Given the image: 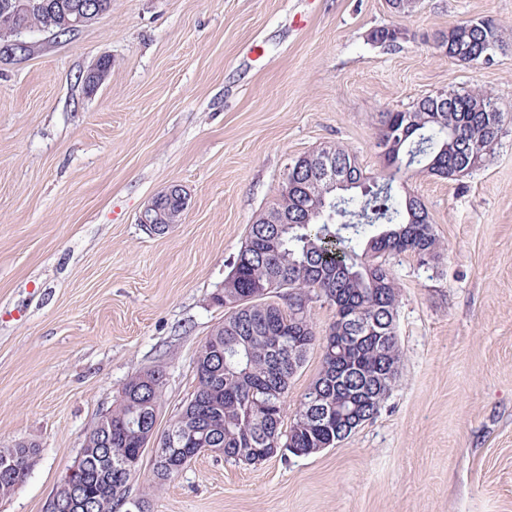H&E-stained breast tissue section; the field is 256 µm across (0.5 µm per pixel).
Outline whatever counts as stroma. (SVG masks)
Listing matches in <instances>:
<instances>
[{"mask_svg": "<svg viewBox=\"0 0 512 512\" xmlns=\"http://www.w3.org/2000/svg\"><path fill=\"white\" fill-rule=\"evenodd\" d=\"M481 17L505 33L490 62L428 40ZM397 24L409 39L370 41ZM25 38L28 57L0 58V448L33 441L40 460L0 512H45L94 423L157 366L164 431L288 165L338 144L379 176L380 113L446 87L491 91L509 121L472 173L397 184L440 249L387 259L401 362L379 413L310 456L199 455L150 512H512V0H421L405 19L388 0H112L70 38ZM171 185L187 209L159 234L138 216ZM321 367L315 344L283 427Z\"/></svg>", "mask_w": 512, "mask_h": 512, "instance_id": "obj_1", "label": "stroma"}]
</instances>
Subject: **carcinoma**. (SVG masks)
Instances as JSON below:
<instances>
[{
	"label": "carcinoma",
	"mask_w": 512,
	"mask_h": 512,
	"mask_svg": "<svg viewBox=\"0 0 512 512\" xmlns=\"http://www.w3.org/2000/svg\"><path fill=\"white\" fill-rule=\"evenodd\" d=\"M26 14L44 28L83 0H33ZM500 47L504 32L479 18L450 27L446 57L461 63L491 60L489 43ZM495 102L483 89L451 90L438 105L424 97L407 111L381 113L377 141L385 143L380 180L370 182L356 156L333 146L336 170L347 175L346 197L316 178L315 161L302 155L285 174L288 192L250 224L217 299L227 315L206 338L196 360L197 386L171 419L174 444L152 453V483L158 488L207 451L227 460L259 464L271 449L309 456L333 448L354 420L360 425L380 411L398 375L395 332L397 286L386 256L435 258L439 241L428 210L407 196L396 202L394 184L409 172L455 180L477 168L498 131L484 109ZM288 223L268 224L275 209ZM365 243L363 256L356 248ZM282 293L287 303L270 300ZM318 296L335 308L325 335L316 338L310 303ZM372 327L353 341L356 325ZM319 342L322 368L302 395L288 432H282L289 381L309 347ZM157 366L132 377L120 403L99 418L81 452L77 480L80 506L72 508L59 486L53 512H115V498L140 470L164 389ZM39 449L19 441L0 448V495L17 490L38 462Z\"/></svg>",
	"instance_id": "1"
}]
</instances>
